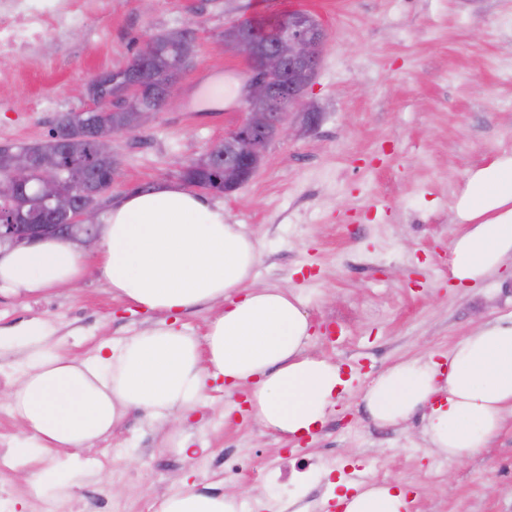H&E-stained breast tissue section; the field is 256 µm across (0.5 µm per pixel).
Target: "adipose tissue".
<instances>
[{
	"instance_id": "ef3b65f1",
	"label": "adipose tissue",
	"mask_w": 512,
	"mask_h": 512,
	"mask_svg": "<svg viewBox=\"0 0 512 512\" xmlns=\"http://www.w3.org/2000/svg\"><path fill=\"white\" fill-rule=\"evenodd\" d=\"M451 210L460 229L448 245L450 277L473 288L512 255V154L470 172ZM98 221L102 232L88 249L47 239L0 250V292L67 288L91 272L113 294L164 317L119 346L103 343L92 358L54 348L43 319L0 336V350L19 357L11 410L35 442L10 454L29 465L38 493L68 481L42 464L53 450L108 438L133 410L159 427L183 426L219 380L230 394L247 388L251 415L266 430L300 437L321 429L350 381L339 364L309 352L311 322L298 293L253 286L261 245L245 225L177 186L127 196ZM215 303L223 309L203 336L170 320ZM362 400L383 426L421 416L425 441L441 456L462 461L479 453L512 410V316L472 330L447 363L430 355L393 363L363 388ZM335 488L343 512H410L396 482L339 480ZM161 512H238V502L184 488Z\"/></svg>"
}]
</instances>
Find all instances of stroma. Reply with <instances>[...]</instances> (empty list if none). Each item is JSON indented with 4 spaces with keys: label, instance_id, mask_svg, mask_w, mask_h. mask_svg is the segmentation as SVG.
Segmentation results:
<instances>
[{
    "label": "stroma",
    "instance_id": "obj_1",
    "mask_svg": "<svg viewBox=\"0 0 512 512\" xmlns=\"http://www.w3.org/2000/svg\"><path fill=\"white\" fill-rule=\"evenodd\" d=\"M303 10L324 27L318 72L291 115L293 137L268 147L254 176L230 194H208L259 240L257 285L303 297L312 354L342 365L352 384L317 436L265 431L225 392L188 424L202 455L185 459L143 414L111 437L50 462L71 483L39 497L18 459L0 469V512H159L187 478L200 493L238 496L243 512H337L331 482L394 480L411 512H512V413L487 448L463 461L431 454L420 418L400 427L371 421L361 386L391 363L443 360L474 326L512 315V257L477 288L449 279L450 207L469 171L512 153V0H112L56 30L42 49L0 76V146L46 139L56 118L90 107V81L125 67L139 43L189 28L196 56L180 90L147 126L112 142L118 179L110 199L158 184L223 142L242 122L244 60L212 48L244 18ZM315 112L305 124L303 115ZM43 318L68 353L93 356L152 326L93 276L38 295L0 294V329ZM19 373L0 355V443L26 445L7 394Z\"/></svg>",
    "mask_w": 512,
    "mask_h": 512
}]
</instances>
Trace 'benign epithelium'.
<instances>
[{"label":"benign epithelium","instance_id":"obj_1","mask_svg":"<svg viewBox=\"0 0 512 512\" xmlns=\"http://www.w3.org/2000/svg\"><path fill=\"white\" fill-rule=\"evenodd\" d=\"M313 16L305 11L293 12V19L283 28L277 46L266 52L257 66H251L254 45L247 39H238L230 50L241 56L248 70L243 84L246 104L263 101L268 112H247L246 118L224 134V193L230 194L247 183L259 169L269 144L288 138L289 115L303 99L306 89L288 95V101L278 94V83L286 72L302 68L314 79L318 65L316 56L323 53L327 36L322 26L310 27ZM178 90V81L161 86L158 97L145 102L141 120L152 118L158 103L168 101ZM37 180V194L55 211L73 213L70 224H24L14 216L0 215V247L34 243L47 237L65 238L79 246H89L97 237L100 209L85 206L74 209L75 196L63 191L68 180L67 168L55 155L40 161L26 146L17 147L9 165L0 168V180L19 191H24L32 180Z\"/></svg>","mask_w":512,"mask_h":512}]
</instances>
